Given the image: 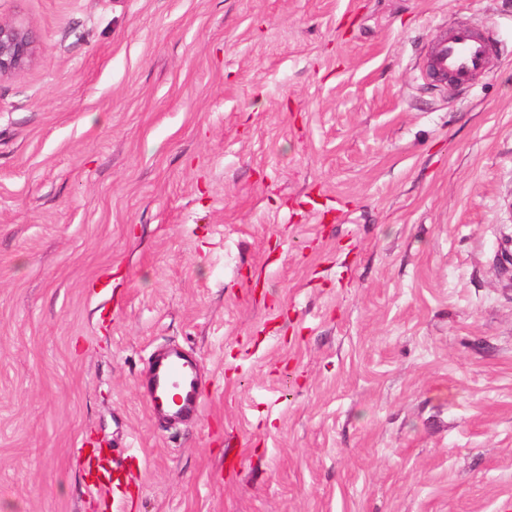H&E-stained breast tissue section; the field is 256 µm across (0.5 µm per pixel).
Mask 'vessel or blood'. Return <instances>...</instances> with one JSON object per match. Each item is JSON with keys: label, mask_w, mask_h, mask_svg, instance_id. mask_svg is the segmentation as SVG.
<instances>
[{"label": "vessel or blood", "mask_w": 512, "mask_h": 512, "mask_svg": "<svg viewBox=\"0 0 512 512\" xmlns=\"http://www.w3.org/2000/svg\"><path fill=\"white\" fill-rule=\"evenodd\" d=\"M494 64L488 38L473 28L455 26L438 34L425 60L429 77L459 88L490 71ZM200 362L179 351L156 357L150 383L144 393L151 414L173 419L198 416L201 409ZM89 471L94 484L118 485L124 479L120 460L112 452L92 454Z\"/></svg>", "instance_id": "obj_1"}]
</instances>
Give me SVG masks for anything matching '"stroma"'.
Masks as SVG:
<instances>
[{
	"label": "stroma",
	"instance_id": "1",
	"mask_svg": "<svg viewBox=\"0 0 512 512\" xmlns=\"http://www.w3.org/2000/svg\"><path fill=\"white\" fill-rule=\"evenodd\" d=\"M0 512H512V0H0ZM489 32L435 86L441 31ZM202 410L158 421L151 356ZM38 47L29 28L0 20V79L29 67ZM494 64L488 38L473 28L455 26L438 34L425 60L429 77L438 83L467 88ZM200 371L199 360L180 351L156 357L144 392L151 414L173 419L198 416L202 409ZM104 451L100 449L91 454L89 459V472L94 474V479L89 483L91 485H121L124 479V473L121 461L113 457V451Z\"/></svg>",
	"mask_w": 512,
	"mask_h": 512
}]
</instances>
